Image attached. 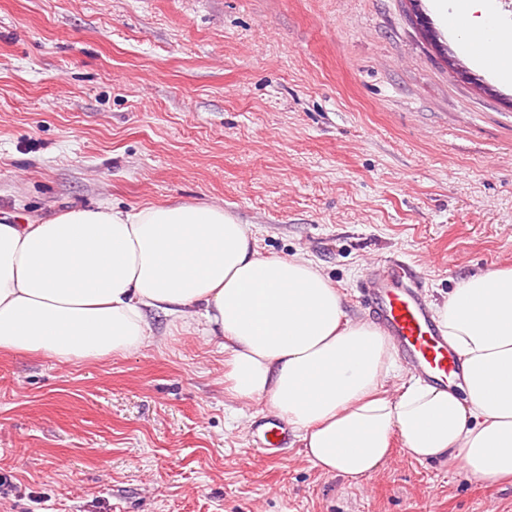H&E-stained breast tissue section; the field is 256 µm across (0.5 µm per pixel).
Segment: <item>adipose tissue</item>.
<instances>
[{
  "instance_id": "ef3b65f1",
  "label": "adipose tissue",
  "mask_w": 512,
  "mask_h": 512,
  "mask_svg": "<svg viewBox=\"0 0 512 512\" xmlns=\"http://www.w3.org/2000/svg\"><path fill=\"white\" fill-rule=\"evenodd\" d=\"M456 32L482 31L512 82V27L495 0H436ZM160 312L221 339L224 378L266 400L323 473L359 482L393 440L417 461L512 484V267L461 279L434 318L464 361L459 391L413 378L396 393L392 341L349 320L309 259L263 257L223 207L180 203L76 206L14 223L0 216V351L60 363L127 354Z\"/></svg>"
}]
</instances>
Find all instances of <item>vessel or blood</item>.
Masks as SVG:
<instances>
[{
  "label": "vessel or blood",
  "mask_w": 512,
  "mask_h": 512,
  "mask_svg": "<svg viewBox=\"0 0 512 512\" xmlns=\"http://www.w3.org/2000/svg\"><path fill=\"white\" fill-rule=\"evenodd\" d=\"M361 293L379 325L394 343L402 361L425 381L439 386L459 383L463 363L432 320V305L424 287L405 262L390 260L370 269ZM288 426L272 418L256 421L251 442L267 454L287 447Z\"/></svg>",
  "instance_id": "obj_1"
}]
</instances>
